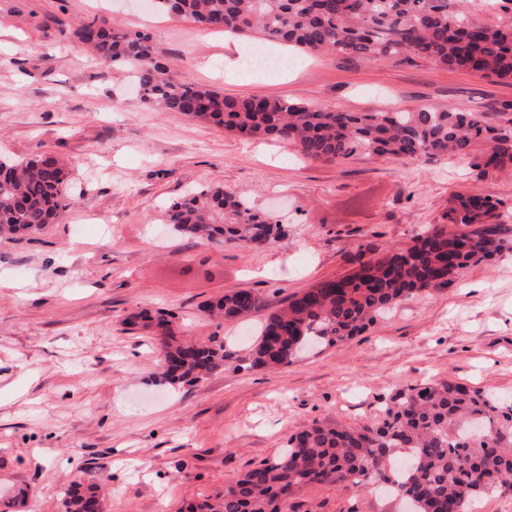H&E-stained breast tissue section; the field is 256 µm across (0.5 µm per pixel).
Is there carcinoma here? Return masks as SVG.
<instances>
[{
  "label": "carcinoma",
  "instance_id": "cac0c4a2",
  "mask_svg": "<svg viewBox=\"0 0 512 512\" xmlns=\"http://www.w3.org/2000/svg\"><path fill=\"white\" fill-rule=\"evenodd\" d=\"M167 15L204 29L276 41L311 55L370 60L413 55L431 64L512 81V19L472 21L448 0H152ZM74 36L97 56L134 73L140 100L158 112H180L234 135L285 140L301 156L335 163L355 155L430 161L478 154L475 166L512 170V104L500 112L419 106L393 112H345L289 100L231 97L180 79L159 60L153 36L85 22ZM0 235L35 232L68 208L69 169L46 155L0 158ZM446 223L385 254L362 251L357 267L288 298L267 319L247 358L250 368L287 366L311 346H334L363 333L378 317L418 293L448 287L473 263L512 250L498 205L478 194L456 196ZM166 221L195 241L254 249L284 234L271 214L230 190H200L172 203ZM456 230H448V225ZM256 307L245 290L204 304L225 320ZM130 325L159 338L162 378L191 385L236 361L224 341L177 338L168 314L133 313ZM390 483L411 512H473L477 500L512 488V405L453 381L397 390L383 417L360 428L307 426L271 462L250 469L224 492L188 503L184 512H285L305 485L333 480L363 487ZM105 508L96 491L73 486L62 512Z\"/></svg>",
  "mask_w": 512,
  "mask_h": 512
}]
</instances>
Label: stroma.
Listing matches in <instances>:
<instances>
[{
  "label": "stroma",
  "mask_w": 512,
  "mask_h": 512,
  "mask_svg": "<svg viewBox=\"0 0 512 512\" xmlns=\"http://www.w3.org/2000/svg\"><path fill=\"white\" fill-rule=\"evenodd\" d=\"M93 20L149 31L170 73L228 96L349 112H493L512 102V82L416 57H310L274 43L292 68H246L254 39L143 0H0V156L66 160L72 200L57 223L0 238V512H59L74 481L97 488L106 512H179L275 459L307 425L375 422L400 388L450 379L512 402V251L287 367L162 383L159 341L130 331V313H173L181 338L215 336L247 354L289 297L350 273L361 248L411 243L443 223L457 194L496 201L512 235V171L483 174L456 157L306 161L285 142L155 111L128 70L74 38ZM217 188L285 216L284 236L242 250L166 224L171 203ZM237 290L257 299L246 319L202 312ZM405 510L376 486L326 482L301 488L287 512Z\"/></svg>",
  "instance_id": "obj_1"
}]
</instances>
